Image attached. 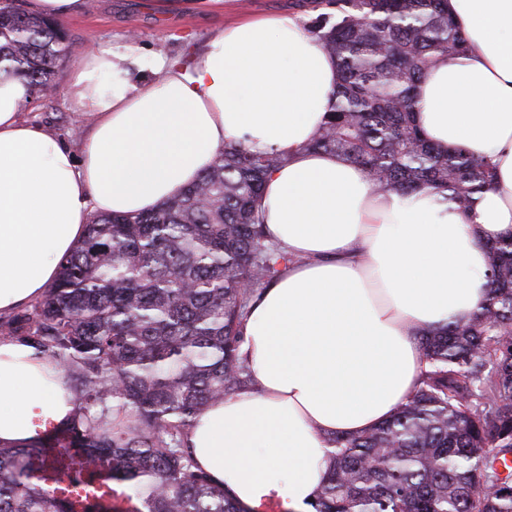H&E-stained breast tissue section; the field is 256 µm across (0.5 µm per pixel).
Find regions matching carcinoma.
I'll return each instance as SVG.
<instances>
[{"mask_svg":"<svg viewBox=\"0 0 512 512\" xmlns=\"http://www.w3.org/2000/svg\"><path fill=\"white\" fill-rule=\"evenodd\" d=\"M341 72L309 148L362 165L382 190L441 194L464 214L495 188L491 163L433 146L414 90L465 50L446 0H301ZM70 54L23 0L0 13V76L55 91ZM275 149L227 143L198 180L157 209L97 214L34 304L0 318L64 372L72 417L26 446L0 444V512H250L201 470L188 442L211 405L249 388L239 357L250 302L294 258L265 233L257 203ZM491 291L468 319L420 336L427 369L389 420L332 450L314 512H512V235L485 243Z\"/></svg>","mask_w":512,"mask_h":512,"instance_id":"cac0c4a2","label":"carcinoma"}]
</instances>
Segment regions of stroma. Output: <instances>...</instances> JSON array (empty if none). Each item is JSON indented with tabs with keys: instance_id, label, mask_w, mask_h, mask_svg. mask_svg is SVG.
I'll return each mask as SVG.
<instances>
[{
	"instance_id": "1",
	"label": "stroma",
	"mask_w": 512,
	"mask_h": 512,
	"mask_svg": "<svg viewBox=\"0 0 512 512\" xmlns=\"http://www.w3.org/2000/svg\"><path fill=\"white\" fill-rule=\"evenodd\" d=\"M292 0H222L204 11H169L156 0H91L90 10L64 23L73 54L58 67L53 96L32 100L24 115L56 136L72 140L86 114L74 112L66 93L67 78L76 65L78 52L92 45L109 44L123 49L135 39L141 49L144 76H151L150 63L160 53L179 59L198 54L211 33L248 15L289 12Z\"/></svg>"
}]
</instances>
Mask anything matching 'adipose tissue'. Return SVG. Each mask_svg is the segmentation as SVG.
I'll list each match as a JSON object with an SVG mask.
<instances>
[{
    "label": "adipose tissue",
    "mask_w": 512,
    "mask_h": 512,
    "mask_svg": "<svg viewBox=\"0 0 512 512\" xmlns=\"http://www.w3.org/2000/svg\"><path fill=\"white\" fill-rule=\"evenodd\" d=\"M467 40L418 83L415 119L445 149L490 160L495 189L462 214L437 194L380 190L366 170L307 145L340 72L301 16L218 30L193 65L134 47L83 51L67 94L89 112L74 142L22 117L24 78L0 77V313L40 298L82 242L91 213L137 214L182 193L229 142L286 152L265 180L268 237L293 262L251 301L240 348L248 389L190 428L199 466L259 512H314L333 435L376 428L426 366L422 331L487 299V239L512 233V0H448ZM60 372L0 340V443L24 446L65 420Z\"/></svg>",
    "instance_id": "obj_1"
}]
</instances>
